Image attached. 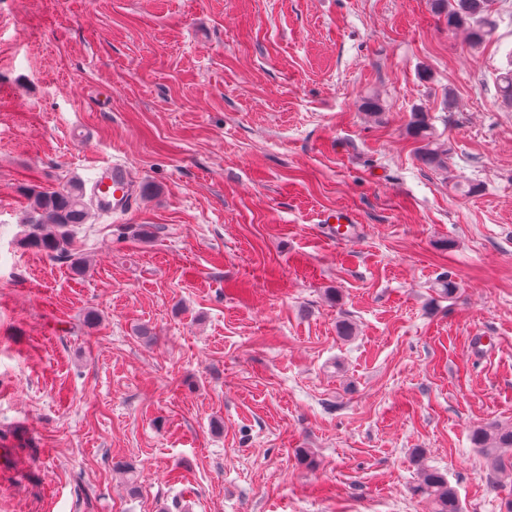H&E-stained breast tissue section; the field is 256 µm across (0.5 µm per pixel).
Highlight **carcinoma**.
<instances>
[{
	"label": "carcinoma",
	"mask_w": 512,
	"mask_h": 512,
	"mask_svg": "<svg viewBox=\"0 0 512 512\" xmlns=\"http://www.w3.org/2000/svg\"><path fill=\"white\" fill-rule=\"evenodd\" d=\"M434 2L448 28L466 31L472 52L478 51L495 29L493 0ZM408 132L418 143L416 156L424 166L430 169L446 167L448 150L437 142L427 113L412 112ZM20 193L28 200L30 208L26 221L29 229L20 239V247L67 262L75 274H82L86 260L75 248L76 235L80 226L87 223L90 213L82 184L78 181L62 187L25 184L20 187ZM470 440L495 469L502 471L512 467V461L507 463L500 455V449L512 448V428L503 429L494 424L478 426L471 431ZM412 493L431 498L434 512H462L456 488L438 469H422L420 481L412 488Z\"/></svg>",
	"instance_id": "cac0c4a2"
}]
</instances>
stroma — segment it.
I'll list each match as a JSON object with an SVG mask.
<instances>
[{"mask_svg":"<svg viewBox=\"0 0 512 512\" xmlns=\"http://www.w3.org/2000/svg\"><path fill=\"white\" fill-rule=\"evenodd\" d=\"M495 15L473 53L431 0H0V512H431L423 465L500 512L470 442L512 425ZM115 162L140 192L92 209L83 275L20 247L21 184ZM408 132L420 144L416 147L418 160L430 169L446 168L448 149L437 142L436 132L431 126L427 113L421 110L412 112Z\"/></svg>","mask_w":512,"mask_h":512,"instance_id":"obj_1","label":"stroma"}]
</instances>
